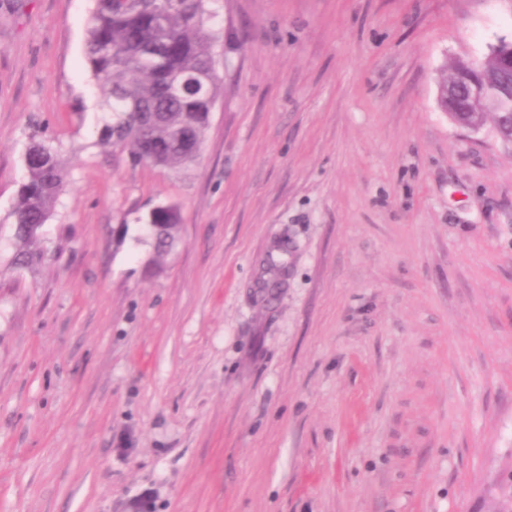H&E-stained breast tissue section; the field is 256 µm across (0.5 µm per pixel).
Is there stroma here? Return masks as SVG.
Here are the masks:
<instances>
[{
  "instance_id": "obj_1",
  "label": "stroma",
  "mask_w": 512,
  "mask_h": 512,
  "mask_svg": "<svg viewBox=\"0 0 512 512\" xmlns=\"http://www.w3.org/2000/svg\"><path fill=\"white\" fill-rule=\"evenodd\" d=\"M218 6L204 151L173 170L100 138L94 0H0V512H487L512 143L438 84L512 37V0ZM35 134L66 186L19 267ZM180 223V212L176 205L171 204L169 207L161 206L155 210L153 214V222L150 227L151 231L157 238V250L166 249V240L173 237Z\"/></svg>"
}]
</instances>
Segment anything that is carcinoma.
I'll return each instance as SVG.
<instances>
[{
	"label": "carcinoma",
	"instance_id": "obj_1",
	"mask_svg": "<svg viewBox=\"0 0 512 512\" xmlns=\"http://www.w3.org/2000/svg\"><path fill=\"white\" fill-rule=\"evenodd\" d=\"M87 30V61L101 93L100 109L112 122L100 130L110 141L121 132L122 148L132 162L156 156L163 168L195 162L208 127L209 102L217 98L218 77L214 55L223 35L215 0H95ZM472 71L495 81L494 58L472 65ZM200 80L174 94L175 80ZM493 117L497 133L512 138V106L504 112H483L471 119ZM26 180L14 209V237L20 244L18 265L33 263L38 254L25 249L36 236L25 229L44 224L65 187L58 153L35 134L25 153ZM180 223L176 205L160 207L153 214L151 231L157 249L166 248ZM494 504L491 512H512V473L487 489Z\"/></svg>",
	"mask_w": 512,
	"mask_h": 512
}]
</instances>
